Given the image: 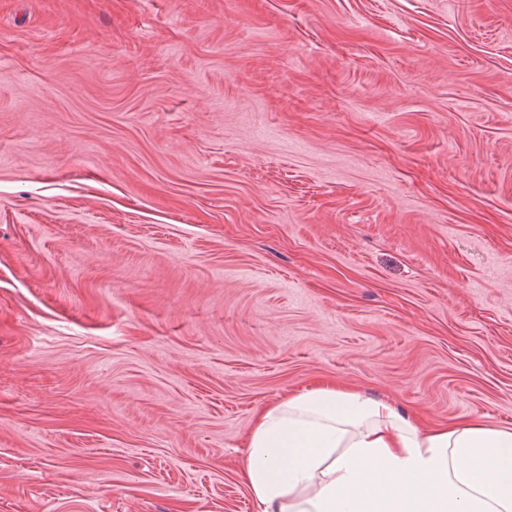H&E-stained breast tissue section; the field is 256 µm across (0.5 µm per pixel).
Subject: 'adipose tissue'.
<instances>
[{
  "instance_id": "ef3b65f1",
  "label": "adipose tissue",
  "mask_w": 512,
  "mask_h": 512,
  "mask_svg": "<svg viewBox=\"0 0 512 512\" xmlns=\"http://www.w3.org/2000/svg\"><path fill=\"white\" fill-rule=\"evenodd\" d=\"M245 454L258 512H512V429L425 424L334 381L266 405Z\"/></svg>"
}]
</instances>
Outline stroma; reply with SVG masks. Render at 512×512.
<instances>
[{
  "mask_svg": "<svg viewBox=\"0 0 512 512\" xmlns=\"http://www.w3.org/2000/svg\"><path fill=\"white\" fill-rule=\"evenodd\" d=\"M321 380L512 427V0H0V512H256Z\"/></svg>",
  "mask_w": 512,
  "mask_h": 512,
  "instance_id": "obj_1",
  "label": "stroma"
}]
</instances>
